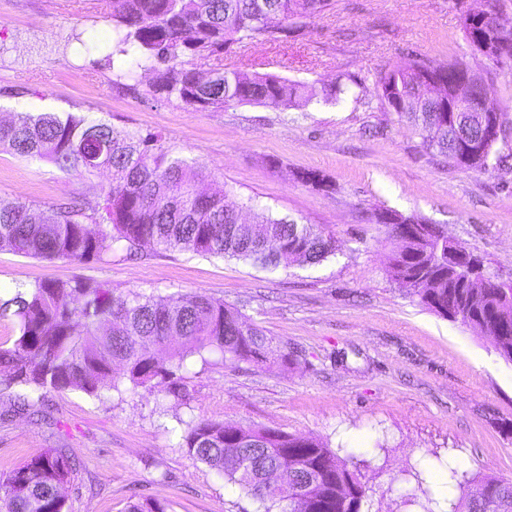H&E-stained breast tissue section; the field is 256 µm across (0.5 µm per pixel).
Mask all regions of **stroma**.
<instances>
[{"label":"stroma","instance_id":"1","mask_svg":"<svg viewBox=\"0 0 512 512\" xmlns=\"http://www.w3.org/2000/svg\"><path fill=\"white\" fill-rule=\"evenodd\" d=\"M496 7L512 25V0H336L287 43L243 42L191 67L246 68L345 94L302 110L225 106L197 111L155 98L147 79L129 88L103 54H76V39L106 41L105 0H0V121L17 112L80 113L167 146L223 179L235 199H253L301 224L325 228L336 253L315 267L268 273L190 251H113L77 263L0 251V297L41 282L81 277L115 293H203L261 329L284 366L191 359L184 398L165 386L97 399L77 390L45 394L37 411L10 414L0 391V477L54 448L69 456L67 512H128L154 500L167 512H260L258 501L194 460L179 420L206 418L318 438L361 459L363 512H446L458 491L418 483L440 462L512 478V363L470 327L406 298L386 274L394 247L378 214L393 210L442 225L449 239L484 256L512 280V157L482 172L431 155L409 123L385 112L377 76L404 58L460 60L512 114V67L474 53L466 12ZM325 175L318 191L297 180ZM108 173L86 179L0 147V200L40 206L79 195L98 210ZM427 490L426 504L402 491Z\"/></svg>","mask_w":512,"mask_h":512}]
</instances>
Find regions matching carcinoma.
Masks as SVG:
<instances>
[{
  "label": "carcinoma",
  "mask_w": 512,
  "mask_h": 512,
  "mask_svg": "<svg viewBox=\"0 0 512 512\" xmlns=\"http://www.w3.org/2000/svg\"><path fill=\"white\" fill-rule=\"evenodd\" d=\"M115 50L105 60L120 80L153 74L151 92L197 111L230 104L302 108L314 96L303 82L248 70L202 75L185 58L209 55L248 41L280 42L306 20L333 8V0H107ZM489 35L499 56L512 61V28ZM483 84L469 65L454 61L419 65L401 60L382 71L378 97L402 121L413 124L423 147L463 171H482L501 160L496 146L476 147L465 165L462 144L477 137L478 113L467 124L448 121L457 81ZM20 157L45 159L60 171L93 176L112 172L95 215L76 205L40 208L0 202V250L46 259L103 261L115 248L135 253L145 244L224 256L270 273L294 265L315 266L335 254L324 228L300 224L269 206L236 201L223 184L202 193L196 183L211 177L174 155L159 134L139 135L102 120L71 113L17 112L0 123V146ZM397 250L388 274L404 294L428 309L489 337L512 362V293L497 288L484 259L466 269L448 251L441 226L388 211L379 216ZM17 335L0 344V381L19 388L18 408H32L46 391L74 389L102 398L122 394L112 366L124 369L131 390H152L159 378L178 396L187 360L217 355L231 365L263 364L270 352L263 332L237 310L205 294L117 295L101 283L74 279L36 283L5 301ZM189 455L224 473L264 512H361L366 487L354 456L327 443L262 426L209 419H178ZM460 490L450 512H512V479L449 469ZM72 468L50 448L0 477V512H64L63 486Z\"/></svg>",
  "instance_id": "carcinoma-1"
}]
</instances>
